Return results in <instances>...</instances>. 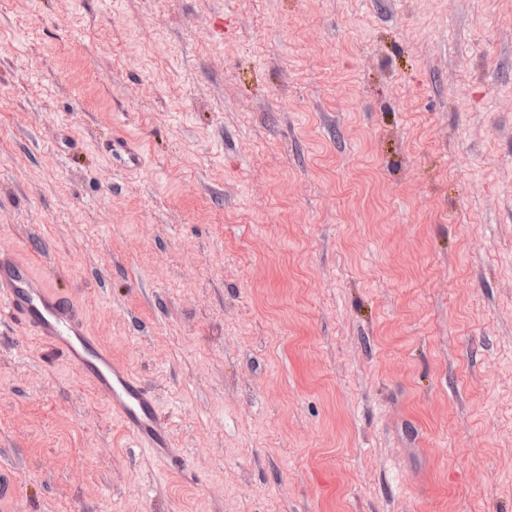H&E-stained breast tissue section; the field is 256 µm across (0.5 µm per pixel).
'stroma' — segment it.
I'll list each match as a JSON object with an SVG mask.
<instances>
[{
  "mask_svg": "<svg viewBox=\"0 0 512 512\" xmlns=\"http://www.w3.org/2000/svg\"><path fill=\"white\" fill-rule=\"evenodd\" d=\"M1 250L13 512H512V0H0ZM0 309L29 329L42 342L59 350L104 395L113 414L137 446L160 459L167 457L170 435L167 421L143 382L112 359L94 336H89L82 307L49 287L29 263L0 252Z\"/></svg>",
  "mask_w": 512,
  "mask_h": 512,
  "instance_id": "35a3bbf8",
  "label": "stroma"
}]
</instances>
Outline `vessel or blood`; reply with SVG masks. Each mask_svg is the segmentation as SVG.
I'll return each mask as SVG.
<instances>
[{"label": "vessel or blood", "instance_id": "1", "mask_svg": "<svg viewBox=\"0 0 512 512\" xmlns=\"http://www.w3.org/2000/svg\"><path fill=\"white\" fill-rule=\"evenodd\" d=\"M0 309L42 342L61 351L104 395L113 414L137 446L166 458L170 448L167 421L143 382L117 363L95 337L89 336L81 306L49 287L29 263L0 252Z\"/></svg>", "mask_w": 512, "mask_h": 512}]
</instances>
